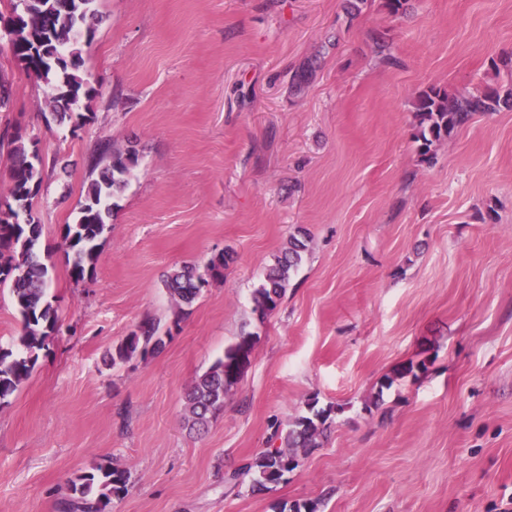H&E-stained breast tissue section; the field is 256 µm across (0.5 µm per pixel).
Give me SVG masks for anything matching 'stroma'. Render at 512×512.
Here are the masks:
<instances>
[{"label": "stroma", "mask_w": 512, "mask_h": 512, "mask_svg": "<svg viewBox=\"0 0 512 512\" xmlns=\"http://www.w3.org/2000/svg\"><path fill=\"white\" fill-rule=\"evenodd\" d=\"M83 51L94 88L78 132L49 123V88L9 54L0 129L37 142L34 212L59 331L0 405V512H66L71 480L127 470L108 512H512V109L476 115L421 162L422 90L512 88V0H95ZM387 45L397 64L382 61ZM312 75L296 86L301 69ZM139 163L112 198L91 278L61 246L101 141ZM309 250L278 308L253 295L297 228ZM221 280L178 313L163 281ZM163 350L106 358L144 318ZM251 363L201 433L185 393L243 333ZM417 376L381 382L407 363ZM333 406L274 490L233 472L310 400ZM231 258L228 253H219L211 258L207 264V274L196 275L193 268L183 267L167 276L164 281L168 293L181 305H190L201 293L202 288L209 281H217L224 277V269L229 265Z\"/></svg>", "instance_id": "35a3bbf8"}]
</instances>
